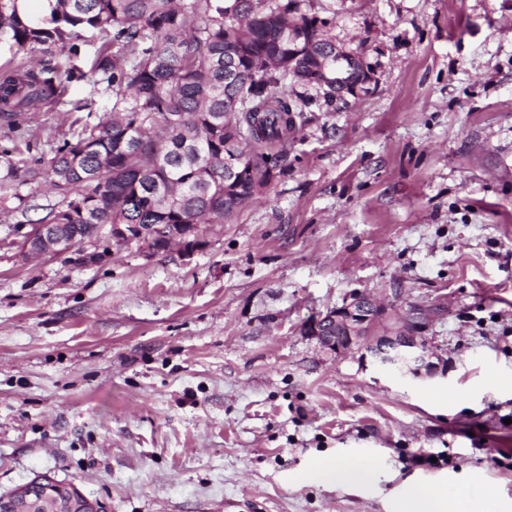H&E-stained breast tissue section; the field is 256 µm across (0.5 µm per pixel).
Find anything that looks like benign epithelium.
Segmentation results:
<instances>
[{
    "label": "benign epithelium",
    "instance_id": "7a95c632",
    "mask_svg": "<svg viewBox=\"0 0 512 512\" xmlns=\"http://www.w3.org/2000/svg\"><path fill=\"white\" fill-rule=\"evenodd\" d=\"M336 87L346 93L351 89V74L360 64L352 52L335 48ZM196 224H105L101 228L102 239L84 240L80 244L83 265L98 264L110 257V244L138 242L152 248L154 241L177 242L186 251L199 247ZM67 224L38 225L30 231L22 244L27 256H59L75 248V237L67 236ZM388 309L367 295L356 294L351 300L329 310L320 319L310 323L305 333L318 340L325 348L344 353L355 347L369 354L370 363L378 368L393 370L403 376L418 378L433 377L438 372L437 364L430 361L424 333L430 326L429 316L421 308L411 309L401 319V325L393 328L386 325ZM56 495L53 485L45 481L16 489L4 498L11 512H29L35 500H44Z\"/></svg>",
    "mask_w": 512,
    "mask_h": 512
}]
</instances>
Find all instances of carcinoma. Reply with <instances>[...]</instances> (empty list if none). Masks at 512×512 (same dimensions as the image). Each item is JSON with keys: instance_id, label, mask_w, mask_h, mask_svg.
I'll return each instance as SVG.
<instances>
[{"instance_id": "1", "label": "carcinoma", "mask_w": 512, "mask_h": 512, "mask_svg": "<svg viewBox=\"0 0 512 512\" xmlns=\"http://www.w3.org/2000/svg\"><path fill=\"white\" fill-rule=\"evenodd\" d=\"M0 0V117L14 132L41 103L66 105L85 35L109 37L90 73L112 92L109 115L88 122L47 160L38 159L58 195L37 224H77L79 239L96 224L224 223V206L256 199L243 175L224 178V142L241 132L250 152L241 169L288 155V138L309 101L276 96L288 68L315 44L334 51L299 0H46L48 10L20 13ZM56 48L51 65L33 53ZM35 169L9 162L0 176L24 184Z\"/></svg>"}]
</instances>
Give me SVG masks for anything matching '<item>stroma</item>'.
Listing matches in <instances>:
<instances>
[{
  "mask_svg": "<svg viewBox=\"0 0 512 512\" xmlns=\"http://www.w3.org/2000/svg\"><path fill=\"white\" fill-rule=\"evenodd\" d=\"M371 76L313 105L283 172L199 248L26 256L44 176L0 187V494L47 474L109 512H395L404 483L512 512V0H302ZM76 115L31 112L34 161ZM417 306L446 376L304 333L349 297ZM436 462H429V454ZM383 461L357 488L306 480Z\"/></svg>",
  "mask_w": 512,
  "mask_h": 512,
  "instance_id": "35a3bbf8",
  "label": "stroma"
}]
</instances>
